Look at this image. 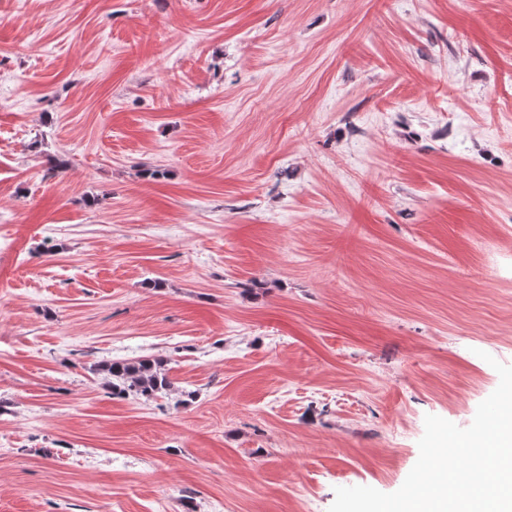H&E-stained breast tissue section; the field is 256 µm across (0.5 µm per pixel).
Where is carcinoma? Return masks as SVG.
Masks as SVG:
<instances>
[{
  "label": "carcinoma",
  "mask_w": 512,
  "mask_h": 512,
  "mask_svg": "<svg viewBox=\"0 0 512 512\" xmlns=\"http://www.w3.org/2000/svg\"><path fill=\"white\" fill-rule=\"evenodd\" d=\"M166 366L167 359L161 357L114 360L101 365L98 372L112 389V394L153 400L172 391Z\"/></svg>",
  "instance_id": "cac0c4a2"
}]
</instances>
